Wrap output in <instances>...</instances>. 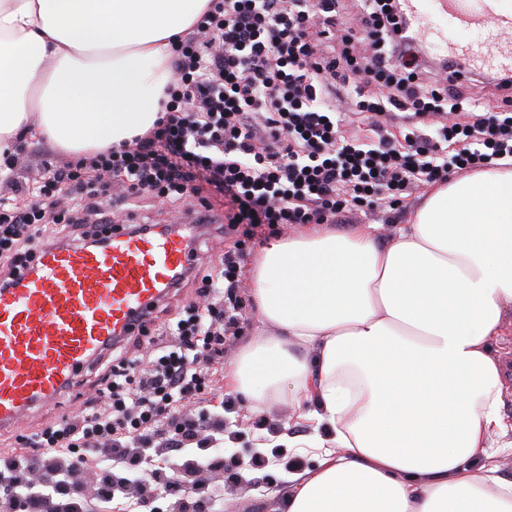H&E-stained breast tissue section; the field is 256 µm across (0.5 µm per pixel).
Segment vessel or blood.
Returning <instances> with one entry per match:
<instances>
[{
    "mask_svg": "<svg viewBox=\"0 0 512 512\" xmlns=\"http://www.w3.org/2000/svg\"><path fill=\"white\" fill-rule=\"evenodd\" d=\"M411 19L459 74L512 73V0H406ZM481 31L479 43L460 40ZM186 225L123 232L99 246L45 244L0 288V431L60 395L97 355L136 333L199 258Z\"/></svg>",
    "mask_w": 512,
    "mask_h": 512,
    "instance_id": "b4317fda",
    "label": "vessel or blood"
}]
</instances>
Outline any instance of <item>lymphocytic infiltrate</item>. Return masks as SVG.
<instances>
[{"mask_svg": "<svg viewBox=\"0 0 512 512\" xmlns=\"http://www.w3.org/2000/svg\"><path fill=\"white\" fill-rule=\"evenodd\" d=\"M346 8L345 0H210L192 34L172 47L153 127L50 170L30 201L0 211V287L37 246L99 242L117 186L126 199L193 200L207 210L201 188L209 186L224 198L227 232L252 239L279 224H337L400 207L414 188L512 159V104L471 109L475 96L500 93L494 79L455 82L452 62H433L410 35L401 0H362L355 27L342 23ZM350 88L356 112L372 117L368 132L346 129L338 94ZM395 110L405 125L385 126ZM427 121L436 138L416 131ZM241 258L236 245L206 274H189L202 304L149 316L140 329L149 369L120 354L80 414L16 435V452L0 455V486L21 512H41L44 495L69 483L55 468L48 485L22 482L39 462L104 458L136 475L140 462L123 438L145 448L174 421L180 446L193 443L195 423L177 413L205 393L224 365L226 336L238 333L224 298L238 287Z\"/></svg>", "mask_w": 512, "mask_h": 512, "instance_id": "1", "label": "lymphocytic infiltrate"}]
</instances>
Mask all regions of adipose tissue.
<instances>
[{"label":"adipose tissue","mask_w":512,"mask_h":512,"mask_svg":"<svg viewBox=\"0 0 512 512\" xmlns=\"http://www.w3.org/2000/svg\"><path fill=\"white\" fill-rule=\"evenodd\" d=\"M209 0H0V153L20 134L87 157L153 127L171 43ZM252 295L270 333L230 391L314 403L316 468L272 512H512L490 342L512 314V169L434 185L389 242L312 227L265 246Z\"/></svg>","instance_id":"1"}]
</instances>
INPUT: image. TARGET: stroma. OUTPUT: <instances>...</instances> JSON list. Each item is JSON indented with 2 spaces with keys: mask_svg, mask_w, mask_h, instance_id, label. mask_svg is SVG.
I'll list each match as a JSON object with an SVG mask.
<instances>
[{
  "mask_svg": "<svg viewBox=\"0 0 512 512\" xmlns=\"http://www.w3.org/2000/svg\"><path fill=\"white\" fill-rule=\"evenodd\" d=\"M114 212L117 220L136 224H165L176 216L174 205L149 199L117 203ZM265 244V239L256 238L245 247L241 286L236 291L242 307L241 330L224 342V367L213 375L214 389L188 399L181 412L182 417L200 422L203 447L171 450L174 428L170 425L152 439L153 447L161 451L165 471H180L185 461L193 460L208 482L203 492L187 498L159 493L151 482L144 484V494L154 497L159 512H195L199 507L204 512H270L272 494L286 488L285 474L318 464V449L288 445L289 437L315 433L314 423L298 419L290 400L250 410L240 395L226 394L224 388L225 371L233 368L239 350L262 329L251 293V273ZM218 446L223 449V476L212 481L207 463Z\"/></svg>",
  "mask_w": 512,
  "mask_h": 512,
  "instance_id": "obj_1",
  "label": "stroma"
}]
</instances>
